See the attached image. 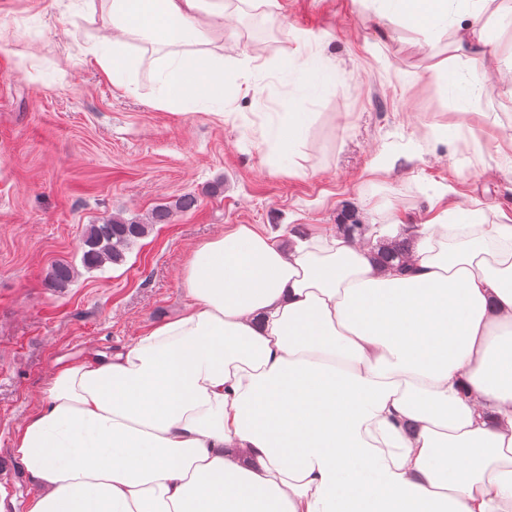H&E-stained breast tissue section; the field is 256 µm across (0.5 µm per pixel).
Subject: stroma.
Returning <instances> with one entry per match:
<instances>
[{"label":"stroma","mask_w":512,"mask_h":512,"mask_svg":"<svg viewBox=\"0 0 512 512\" xmlns=\"http://www.w3.org/2000/svg\"><path fill=\"white\" fill-rule=\"evenodd\" d=\"M236 26L222 54L239 86L218 122L201 105L158 106L155 54L113 86L90 52L108 31L84 0H0V486L18 503L33 484L11 438L58 360L120 348L177 315L200 243L241 224L282 243L296 228L324 235L350 210L365 224H422L476 204L484 223L512 217V159L472 139L436 76L451 36L382 23L364 0H278ZM305 61L340 83L308 91ZM511 69L512 26L472 93L504 138ZM292 112L312 115L300 175L275 139ZM188 193L198 208L155 225L124 264L82 269L88 225L144 220ZM59 261L77 269L62 291L48 286Z\"/></svg>","instance_id":"stroma-1"}]
</instances>
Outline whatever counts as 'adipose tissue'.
I'll list each match as a JSON object with an SVG mask.
<instances>
[{
    "label": "adipose tissue",
    "instance_id": "1",
    "mask_svg": "<svg viewBox=\"0 0 512 512\" xmlns=\"http://www.w3.org/2000/svg\"><path fill=\"white\" fill-rule=\"evenodd\" d=\"M441 27L478 64L491 0H372ZM125 85L129 42L167 46L166 107L224 101L230 0H85ZM413 228L412 272L376 239L286 249L250 224L197 246L184 310L130 345L60 363L11 446L27 512H512V218Z\"/></svg>",
    "mask_w": 512,
    "mask_h": 512
}]
</instances>
